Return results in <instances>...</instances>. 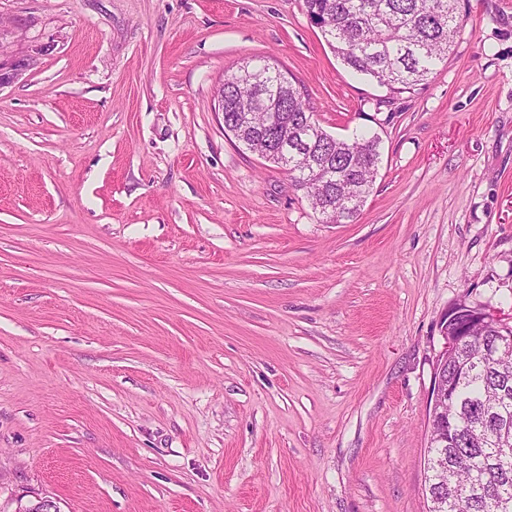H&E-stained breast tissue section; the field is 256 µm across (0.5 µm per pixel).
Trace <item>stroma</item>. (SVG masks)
Segmentation results:
<instances>
[{"mask_svg":"<svg viewBox=\"0 0 512 512\" xmlns=\"http://www.w3.org/2000/svg\"><path fill=\"white\" fill-rule=\"evenodd\" d=\"M459 10L392 94L304 0H0V512H427L440 319L512 316V0ZM260 59L378 135L353 222L225 132Z\"/></svg>","mask_w":512,"mask_h":512,"instance_id":"stroma-1","label":"stroma"}]
</instances>
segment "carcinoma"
Instances as JSON below:
<instances>
[{
  "mask_svg": "<svg viewBox=\"0 0 512 512\" xmlns=\"http://www.w3.org/2000/svg\"><path fill=\"white\" fill-rule=\"evenodd\" d=\"M459 0H305L310 19L343 65L384 82L401 93L428 80L448 56L462 26ZM241 112H263L271 124L267 140L288 128V152L305 158L308 167L328 179L306 180L301 170L288 172L316 211L336 214V223L356 218L345 213L354 200L363 206L380 163L379 142L363 136L349 143L323 128L315 142L294 130L310 117L302 88L267 64L247 63L224 76V130L243 147L252 131L238 122ZM480 353L464 345L448 364V386L456 427L445 448H429L426 462L429 496L447 499L443 512H512V458L505 461L491 436L504 425L512 429V353L495 364L478 363L465 377L456 365Z\"/></svg>",
  "mask_w": 512,
  "mask_h": 512,
  "instance_id": "1",
  "label": "carcinoma"
}]
</instances>
